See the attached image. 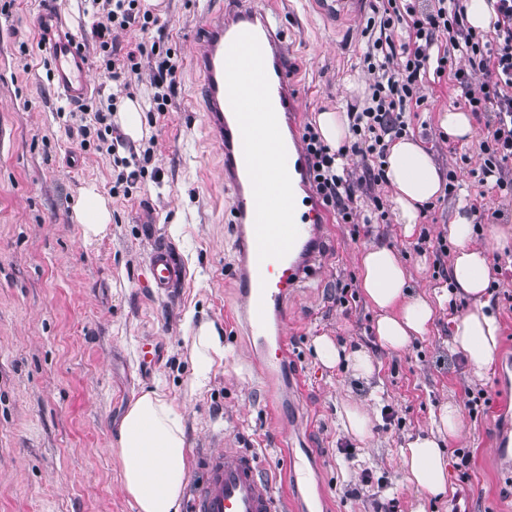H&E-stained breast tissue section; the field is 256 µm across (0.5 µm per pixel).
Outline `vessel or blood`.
Masks as SVG:
<instances>
[{
	"label": "vessel or blood",
	"mask_w": 512,
	"mask_h": 512,
	"mask_svg": "<svg viewBox=\"0 0 512 512\" xmlns=\"http://www.w3.org/2000/svg\"><path fill=\"white\" fill-rule=\"evenodd\" d=\"M52 79L70 103L89 95L94 78L86 54L57 17L41 19ZM201 77L204 123L224 158V184L233 195L241 314L255 339L249 355L269 370L287 351V301L312 272L324 241L328 215L305 183L306 156L296 115L301 107L295 76L279 30L256 0H225L207 17L193 55ZM285 129L277 153L266 150V123ZM271 179L288 189L283 224L270 221L271 202L261 190ZM149 269L158 288L176 287L184 274L164 244H155ZM190 512H288V491L278 490L260 457L245 448H216L204 458V473L189 490Z\"/></svg>",
	"instance_id": "obj_1"
}]
</instances>
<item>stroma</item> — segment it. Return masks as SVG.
Instances as JSON below:
<instances>
[{"label":"stroma","mask_w":512,"mask_h":512,"mask_svg":"<svg viewBox=\"0 0 512 512\" xmlns=\"http://www.w3.org/2000/svg\"><path fill=\"white\" fill-rule=\"evenodd\" d=\"M224 0H161L154 13L177 54V91L167 111L143 112L154 139L153 167L131 194L114 191L117 167L87 118L89 135L72 119L70 105L49 74L39 27L44 10L57 13L74 35L88 31L85 0H0V512H134L122 491L116 428L142 390L161 387L183 415L189 442V482L201 479L205 449L231 445L257 452L279 485H287L280 446L282 426L299 429L307 489L324 493L332 512H376L378 498L393 500V512H413L418 490L406 479L400 450L409 437L429 431L447 401L465 404L466 387L487 391L485 413L465 418L463 434L447 450L473 452L468 480L448 469V494L426 503V512H512V473L498 468L493 438L512 428V248L492 249L493 225H483L474 243L490 246L487 300L500 323L495 368L473 376L462 353L452 351L453 314L472 308L455 300L437 310L424 336L399 351L375 335L376 312L364 296L352 307L336 303L339 285L358 278L362 253L393 249L406 267L408 290L421 294L449 285L438 275L449 257L415 250L395 221L354 232L333 224L320 268L291 297L293 319L281 372L266 377L246 352L243 321L236 312L233 273L238 262L233 200L223 190L221 164L203 133L200 86L191 69L190 47L201 35L200 19L218 13ZM361 0L355 16H323L308 0H273L284 46L300 83L302 122L325 110L345 111L364 100L372 80L364 34L372 8ZM428 102L412 115L410 136L423 141L440 174L455 171L471 199L501 210L512 225V196L482 191L476 168L486 117L475 114L469 141L449 146L438 117L468 110L450 78L432 83ZM112 201V230L84 243L73 206L87 184ZM164 241L185 274L173 293L154 287L148 255ZM224 336V359L209 386L193 394L189 336L199 322ZM367 351L371 377L340 364L323 366L315 337ZM155 359H141L142 347ZM362 404L370 434L346 433L340 415L346 403ZM395 424H387L385 410ZM375 483L359 488L364 469Z\"/></svg>","instance_id":"35a3bbf8"}]
</instances>
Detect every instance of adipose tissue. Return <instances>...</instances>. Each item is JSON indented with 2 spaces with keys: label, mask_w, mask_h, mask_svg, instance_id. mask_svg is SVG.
I'll return each instance as SVG.
<instances>
[{
  "label": "adipose tissue",
  "mask_w": 512,
  "mask_h": 512,
  "mask_svg": "<svg viewBox=\"0 0 512 512\" xmlns=\"http://www.w3.org/2000/svg\"><path fill=\"white\" fill-rule=\"evenodd\" d=\"M385 169L393 189L395 220L405 235H413L422 206L443 189L438 170L423 142L412 137L392 143ZM73 211L85 241L109 233L110 201L96 185L83 189ZM473 232L469 214L457 211L448 226V236L457 246L450 267L453 288L426 296L408 294L406 268L392 249L374 246L363 252L361 288L370 306L378 311L375 332L383 346L401 350L412 338L427 333L437 308L451 297H465L472 300L473 307L455 317L451 345L465 355L475 376L490 368L499 347L500 327L494 314L485 309L490 280L488 250L472 245ZM314 351L326 367L343 361L356 376L365 378L374 372L366 351L340 352L329 336L316 337ZM191 355V389L196 392L207 387L215 362L224 358L222 337L214 325L202 322L194 329ZM433 425L430 433L409 440L400 454L409 483L430 496L443 497L448 493V458L443 444L463 430L458 404H443ZM115 442L123 489L135 512H180L189 471L188 441L182 415L162 393L146 390L135 398L118 427Z\"/></svg>",
  "instance_id": "adipose-tissue-1"
}]
</instances>
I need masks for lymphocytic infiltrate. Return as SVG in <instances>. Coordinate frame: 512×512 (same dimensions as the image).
I'll list each match as a JSON object with an SVG mask.
<instances>
[{"label":"lymphocytic infiltrate","mask_w":512,"mask_h":512,"mask_svg":"<svg viewBox=\"0 0 512 512\" xmlns=\"http://www.w3.org/2000/svg\"><path fill=\"white\" fill-rule=\"evenodd\" d=\"M91 4L95 17L91 63L105 80L115 82L118 91L91 104L90 110L98 140L114 150L123 143L110 122L119 95L130 94L142 69H149L155 88L152 109L166 111L177 86L175 52L168 41L157 39L136 43L125 56H118L117 32L133 27L148 32L156 26V17L142 10L140 0H91ZM494 9L497 19L489 36L469 26L462 0H427L419 9L387 0L368 18L364 60L372 82L364 105L351 106L347 112L351 145L332 149L312 123L305 124L301 136L309 161L307 179L338 223H353L358 186L385 183L389 140L405 136L411 109L426 103L425 77L431 70L451 74L471 111L487 114L490 138L482 144L485 159L478 182L512 194V180L505 177L512 167V0H495ZM454 54L464 59V66H450Z\"/></svg>","instance_id":"1"}]
</instances>
